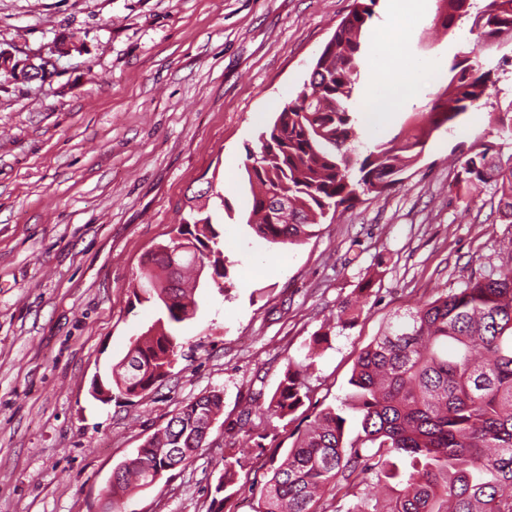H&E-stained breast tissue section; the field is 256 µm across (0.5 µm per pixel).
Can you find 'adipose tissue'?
Returning <instances> with one entry per match:
<instances>
[{"label": "adipose tissue", "mask_w": 512, "mask_h": 512, "mask_svg": "<svg viewBox=\"0 0 512 512\" xmlns=\"http://www.w3.org/2000/svg\"><path fill=\"white\" fill-rule=\"evenodd\" d=\"M391 13L372 53L362 110L367 124L384 131L389 117L414 97L418 86L441 75L438 58H415L409 50L412 23L424 19L429 0H389Z\"/></svg>", "instance_id": "adipose-tissue-1"}]
</instances>
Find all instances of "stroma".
<instances>
[{
	"instance_id": "stroma-1",
	"label": "stroma",
	"mask_w": 512,
	"mask_h": 512,
	"mask_svg": "<svg viewBox=\"0 0 512 512\" xmlns=\"http://www.w3.org/2000/svg\"><path fill=\"white\" fill-rule=\"evenodd\" d=\"M353 0H0V47L43 54L76 34L81 52L56 74H0V512H102L113 470L190 400L220 392L208 446L138 490L129 512H209L223 472L241 459L222 512H252L270 475L325 407L338 405L362 349L396 314L512 264V224L490 185H457L451 156L487 134V109L434 132L388 194L365 196L318 236L269 244L247 224L245 171L259 135L309 78ZM417 25L412 53L450 61L472 50L468 24ZM213 187L225 290L197 289L179 329L184 354L138 397L91 395L157 318L133 290L168 242L188 197ZM357 323L331 337L306 376L310 400L290 422L266 407L288 365L365 276Z\"/></svg>"
}]
</instances>
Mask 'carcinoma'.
<instances>
[{
    "instance_id": "obj_1",
    "label": "carcinoma",
    "mask_w": 512,
    "mask_h": 512,
    "mask_svg": "<svg viewBox=\"0 0 512 512\" xmlns=\"http://www.w3.org/2000/svg\"><path fill=\"white\" fill-rule=\"evenodd\" d=\"M437 23L452 33L466 21L476 47L448 65V83L412 115L400 139L369 146L359 140L352 107L366 47L361 37L376 0H354L317 57L309 79L259 136V152L245 165L252 194L247 224L272 244H299L339 209L364 195H384L417 162L428 138L473 109L490 105L499 81L488 50L512 47V0H438ZM492 115L499 134L512 135V100ZM479 136L456 159L457 178L469 189L493 183L497 211L512 223V156L491 154ZM212 186L197 192L175 228L187 250L172 259L160 244L150 254L134 295L161 311L157 325L136 338L112 366V382L91 384L93 397L130 399L165 378L181 347L182 308L197 305L186 274L196 260L221 280L229 275L220 232L208 212ZM353 303L316 331L305 361L284 373L262 415L280 420L310 399L307 371L332 329L356 319ZM348 394L339 406L314 415L272 469L254 512H320L328 493L356 498L347 512H512V266L482 273L457 288L397 315L358 355ZM216 392L183 405L118 466L103 497L106 512H126L123 499L186 465L206 447L208 422L219 413ZM239 459L224 458V499L237 483ZM374 479L390 496L370 500L361 486Z\"/></svg>"
}]
</instances>
